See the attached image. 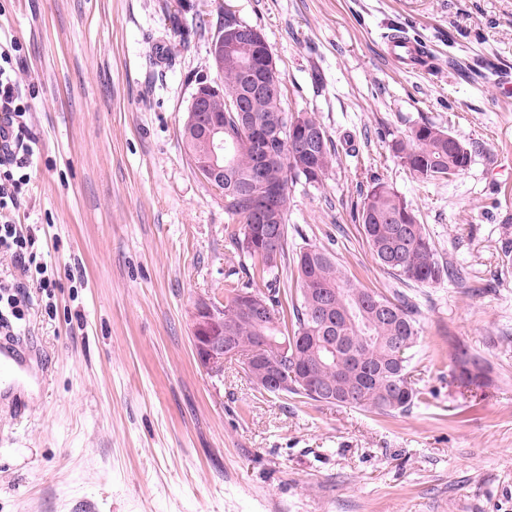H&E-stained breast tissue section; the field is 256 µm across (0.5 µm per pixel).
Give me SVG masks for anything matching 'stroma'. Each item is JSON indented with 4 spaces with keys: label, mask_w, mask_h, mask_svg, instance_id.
<instances>
[{
    "label": "stroma",
    "mask_w": 512,
    "mask_h": 512,
    "mask_svg": "<svg viewBox=\"0 0 512 512\" xmlns=\"http://www.w3.org/2000/svg\"><path fill=\"white\" fill-rule=\"evenodd\" d=\"M228 16L261 30L285 110L337 149L322 184L291 183L290 243L417 307L409 413L278 399L241 363L198 361L194 301L241 277L182 126ZM395 36L427 67L397 64ZM13 41L35 141L13 217L57 285L21 294L15 331L46 381L0 411V512H512V0H0ZM422 123L472 144L465 171L423 183L393 156ZM376 176L465 284L375 262L355 215ZM460 344L484 386L454 381Z\"/></svg>",
    "instance_id": "35a3bbf8"
}]
</instances>
